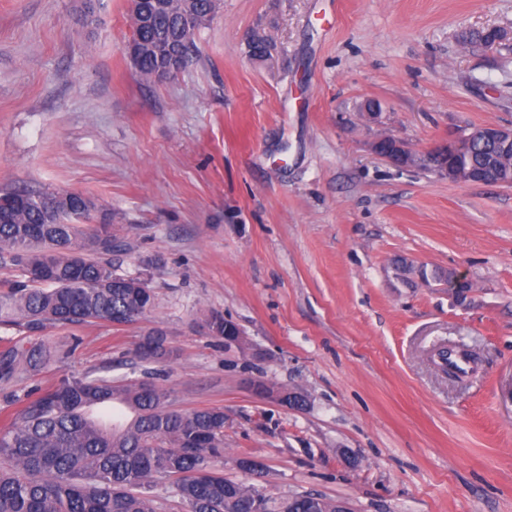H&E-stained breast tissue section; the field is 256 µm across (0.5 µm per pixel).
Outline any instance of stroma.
<instances>
[{
    "label": "stroma",
    "mask_w": 512,
    "mask_h": 512,
    "mask_svg": "<svg viewBox=\"0 0 512 512\" xmlns=\"http://www.w3.org/2000/svg\"><path fill=\"white\" fill-rule=\"evenodd\" d=\"M507 39L463 50L469 31ZM271 60L248 55L257 29ZM129 0H0V191L84 193L144 277L138 323L47 328L64 362L0 390L130 362L162 330L173 407L224 411V475L349 512H512V185L400 171L368 143L426 150L512 126V0H221L197 59L144 82ZM380 103L384 125L357 110ZM466 277L465 297L449 274ZM218 312L240 343L209 334ZM477 359L460 378L432 353ZM305 396L292 408L247 379Z\"/></svg>",
    "instance_id": "1"
}]
</instances>
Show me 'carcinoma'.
<instances>
[{
    "label": "carcinoma",
    "mask_w": 512,
    "mask_h": 512,
    "mask_svg": "<svg viewBox=\"0 0 512 512\" xmlns=\"http://www.w3.org/2000/svg\"><path fill=\"white\" fill-rule=\"evenodd\" d=\"M219 0H141L132 22L141 77H168L195 58V36ZM498 166L512 174V145L474 138L464 143L459 172ZM4 192L15 206L0 211V267L20 279L0 291V327L16 335L0 348V386L10 388L53 360L40 341L50 325L136 323L154 304L146 280L119 285L112 253L121 242L112 217H96L93 200L69 192ZM205 322L231 339L224 315ZM166 337L138 345L139 378L114 376L110 364L63 375L50 389L27 392L13 423L0 430V512H164L176 498L186 512H334L317 494L277 502L254 484L224 476V410L169 407L167 390L151 381L152 365L170 362Z\"/></svg>",
    "instance_id": "carcinoma-1"
}]
</instances>
